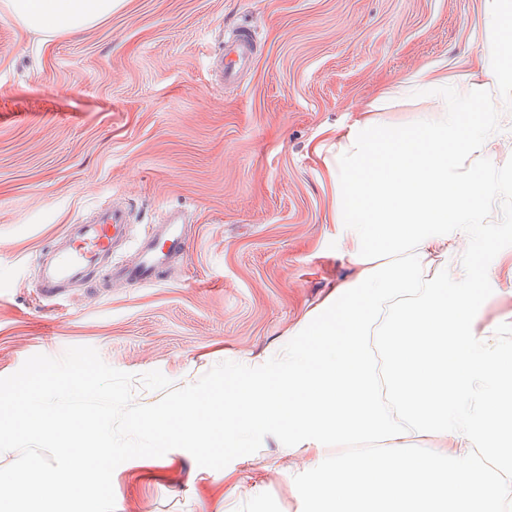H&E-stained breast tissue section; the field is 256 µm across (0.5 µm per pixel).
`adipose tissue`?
Returning <instances> with one entry per match:
<instances>
[{
  "instance_id": "adipose-tissue-1",
  "label": "adipose tissue",
  "mask_w": 512,
  "mask_h": 512,
  "mask_svg": "<svg viewBox=\"0 0 512 512\" xmlns=\"http://www.w3.org/2000/svg\"><path fill=\"white\" fill-rule=\"evenodd\" d=\"M120 0H0L26 28L53 36L94 25ZM497 36L484 80L418 71L391 84L324 157L332 222L355 268L288 332L259 379L210 398L184 396L155 416L163 446L191 442L245 458L277 427L311 477L300 503L327 512H505L512 506V344L479 327L485 290L452 272L482 260L471 242L500 190L490 149L512 120V0H485ZM433 102L412 119L381 112ZM433 447L417 448L413 438ZM384 442L378 455L325 457L332 443Z\"/></svg>"
}]
</instances>
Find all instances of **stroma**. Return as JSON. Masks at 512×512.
<instances>
[{
    "label": "stroma",
    "instance_id": "obj_1",
    "mask_svg": "<svg viewBox=\"0 0 512 512\" xmlns=\"http://www.w3.org/2000/svg\"><path fill=\"white\" fill-rule=\"evenodd\" d=\"M484 0H122L109 17L47 37L0 8V377L32 355L91 346L176 387L216 364L257 367L353 266L339 251L333 187L315 153L333 127L421 68L473 72L488 54ZM256 34L235 85L212 62ZM491 154L503 185L487 221L482 323L512 343V137ZM131 213L113 262L173 207L186 252L151 284L106 268L39 295L37 255L104 206ZM250 459L189 444L120 464L115 512H298L305 472L275 429ZM233 486L225 495V486Z\"/></svg>",
    "mask_w": 512,
    "mask_h": 512
}]
</instances>
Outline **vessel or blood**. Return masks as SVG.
Returning a JSON list of instances; mask_svg holds the SVG:
<instances>
[{
    "label": "vessel or blood",
    "mask_w": 512,
    "mask_h": 512,
    "mask_svg": "<svg viewBox=\"0 0 512 512\" xmlns=\"http://www.w3.org/2000/svg\"><path fill=\"white\" fill-rule=\"evenodd\" d=\"M253 44L251 34L246 31L231 41L226 52L215 62L222 79L234 80L251 61ZM184 220L181 212L169 213L166 221L153 225L141 241L135 261L117 265L112 261V244L116 237L125 234L128 216L125 210L117 207L103 210L94 223L75 225L65 247L38 255L37 261L42 267V295L48 299L60 297L66 285L84 281L91 269L103 264L107 265L111 278L127 284L153 282L172 258L184 254Z\"/></svg>",
    "instance_id": "b4317fda"
}]
</instances>
